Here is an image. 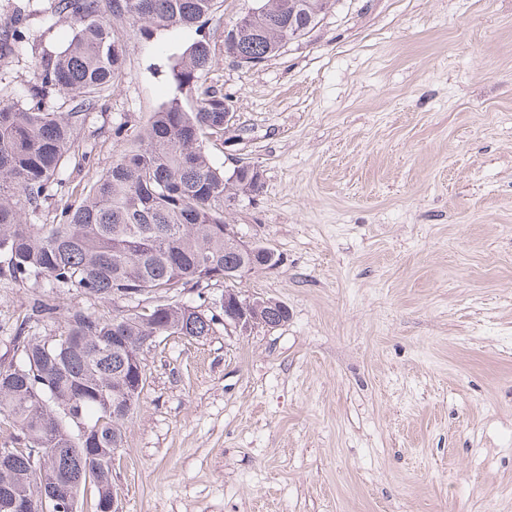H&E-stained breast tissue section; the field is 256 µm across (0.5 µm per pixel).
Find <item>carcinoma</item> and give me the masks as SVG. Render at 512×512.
<instances>
[{
    "label": "carcinoma",
    "mask_w": 512,
    "mask_h": 512,
    "mask_svg": "<svg viewBox=\"0 0 512 512\" xmlns=\"http://www.w3.org/2000/svg\"><path fill=\"white\" fill-rule=\"evenodd\" d=\"M337 0H262L251 22L196 42L172 74L188 101L174 98L150 113L105 172L88 181L83 198L66 205L59 223L41 233L27 223L49 196L63 162L75 154L82 112L126 75L129 41L112 21L148 38L161 27L209 23L215 0H54V11L76 24L61 51L41 58L29 104H0V278L19 284L42 279L117 304L129 288L145 289L149 312L123 310L109 318L80 309L63 314L55 336H26L23 326L54 319L60 306L39 300L12 337L18 360L0 366V417L10 421L11 455L0 459V512L13 499L45 512H75L86 487L94 512L112 497V459L125 422L139 405L129 395L130 363L143 358L154 337L208 335L215 316H193L168 300L179 289L202 286L203 273L248 263L224 239L225 202L257 193L261 179L242 169L215 167L208 146L224 141V94L199 83L212 60V43L252 59L277 54L305 35ZM25 38L15 18L0 35V60ZM62 93L68 112L45 108ZM163 302L159 311L153 303Z\"/></svg>",
    "instance_id": "carcinoma-1"
}]
</instances>
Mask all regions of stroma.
Returning a JSON list of instances; mask_svg holds the SVG:
<instances>
[{
  "label": "stroma",
  "instance_id": "1",
  "mask_svg": "<svg viewBox=\"0 0 512 512\" xmlns=\"http://www.w3.org/2000/svg\"><path fill=\"white\" fill-rule=\"evenodd\" d=\"M51 6L0 0L26 17L0 103L26 104L71 38ZM201 37L132 38L29 223H58L123 150L115 129L177 97ZM201 80L236 115L212 163L262 173L227 219L281 259L237 288L288 320L156 338L112 462L120 512H512V0H338L257 66L216 51ZM38 300L114 310L0 280V363Z\"/></svg>",
  "mask_w": 512,
  "mask_h": 512
}]
</instances>
